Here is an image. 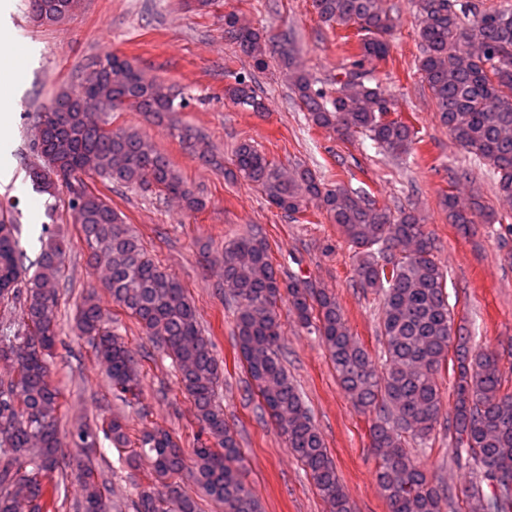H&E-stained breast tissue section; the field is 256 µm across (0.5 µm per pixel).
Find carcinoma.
Here are the masks:
<instances>
[{"label": "carcinoma", "mask_w": 512, "mask_h": 512, "mask_svg": "<svg viewBox=\"0 0 512 512\" xmlns=\"http://www.w3.org/2000/svg\"><path fill=\"white\" fill-rule=\"evenodd\" d=\"M325 23L354 28L358 51L329 96L284 46L281 68L309 124L338 136L357 133L379 153L409 157L417 131L389 117L392 103L367 66L390 51L396 18L386 0H312ZM40 25L70 16V0H28ZM417 20L420 54L416 68L435 102L441 122L465 158L492 174L498 197L512 203V5L488 7L484 0H410ZM224 35L251 59L266 65L261 32L224 15ZM224 98L244 110L266 105L253 75L238 74ZM61 100L67 112L45 109L36 116L39 135L31 145L36 161L28 176L35 190L68 194L73 223L87 251L88 264L103 273L112 301L135 319L142 331L175 364L181 388L201 425L192 456L163 430L146 433L139 449L126 457L137 469L146 460L155 482L140 487L135 512H198L197 502L176 478L187 473L224 512H262V505L240 474L239 448L214 400L223 373L214 344L198 321L186 289L149 257L141 237L103 194L78 193L82 176L94 174L109 185L155 187L196 211L202 200L170 159L138 129L112 127L118 108L162 121L185 107L157 77L107 53L92 64L86 78ZM235 174L257 187L288 217L309 205L325 212L356 256V277L380 297V335L384 370L350 335L336 297L324 290L280 280L269 244L258 233L224 244V295L236 304L238 351L264 409L274 418L292 454L304 465L330 512H352L336 467L314 425L279 351L281 312L288 311L318 334L336 378L353 405L374 414L370 427L378 458L377 484L389 512H447L448 495L406 448L407 440L427 444L438 424L443 393L439 371L451 372L454 413L450 421L456 457L472 465L473 480L464 489L467 512H512V394L502 393L499 354L471 345L465 328L455 325L447 276L434 258V243L412 211L397 214L343 182L326 183L303 167L286 168L268 159L253 142L234 151ZM452 223L465 228L471 214L456 198H445ZM69 242L51 236L43 244L36 269L22 262L16 225L0 224V304H19V321L0 323V363L16 376L0 380V512H21L25 492L30 512H52L61 469L60 391L51 381L50 359L58 336L54 313L59 278ZM77 334L87 338L106 366L112 391L136 397L141 371L122 336L109 325L97 296L79 305ZM117 448L130 444L125 424L113 418L100 429L80 427L70 436L76 448H94L99 435ZM120 509L109 504L99 486L85 481L84 512Z\"/></svg>", "instance_id": "carcinoma-1"}]
</instances>
